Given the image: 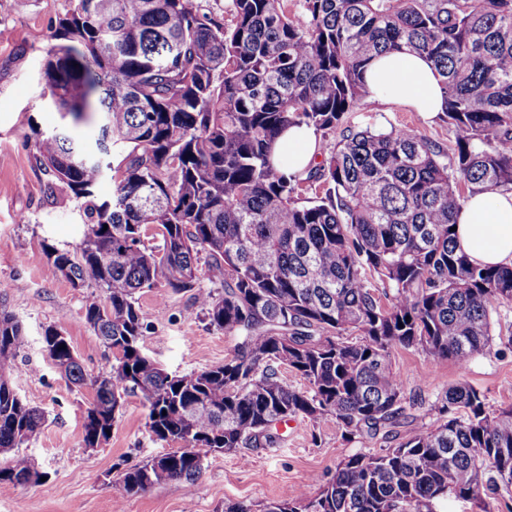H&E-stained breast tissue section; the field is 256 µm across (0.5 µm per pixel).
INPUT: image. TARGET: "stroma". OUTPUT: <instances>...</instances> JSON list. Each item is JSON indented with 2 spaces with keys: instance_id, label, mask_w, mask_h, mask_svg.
I'll return each instance as SVG.
<instances>
[{
  "instance_id": "1",
  "label": "stroma",
  "mask_w": 512,
  "mask_h": 512,
  "mask_svg": "<svg viewBox=\"0 0 512 512\" xmlns=\"http://www.w3.org/2000/svg\"><path fill=\"white\" fill-rule=\"evenodd\" d=\"M71 7V0H0V303L21 322L27 338L15 386L45 412L26 453L48 476L44 486L0 483V512H224L232 502L264 512L271 502L296 498L311 478L329 479L349 456L387 447L381 437L349 438L336 426L292 417L279 424L277 445L213 454L195 483L165 482L129 497L114 493L123 468L166 452L168 445L153 441L143 401L132 395L109 442L85 448L83 417L93 393L62 378L41 347L44 329L54 326L68 336L89 374L109 372L113 363L85 321L81 290L55 276L44 254L48 243L73 248L85 231L80 200L62 186L49 190L34 150L35 131L60 121L40 99L36 77L43 49ZM347 123L407 124L444 145L452 143L439 119L374 99L348 114ZM137 302L148 326L144 350L167 370H199L233 353L237 337L211 327L191 293L162 286L138 293ZM492 334L490 350L463 369L413 348L392 349L406 396V422L395 427L396 441L432 425L439 397L460 381L476 389L488 409L512 407V304L499 308Z\"/></svg>"
}]
</instances>
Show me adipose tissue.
I'll use <instances>...</instances> for the list:
<instances>
[{"label": "adipose tissue", "mask_w": 512, "mask_h": 512, "mask_svg": "<svg viewBox=\"0 0 512 512\" xmlns=\"http://www.w3.org/2000/svg\"><path fill=\"white\" fill-rule=\"evenodd\" d=\"M370 97L401 104L430 116L444 103L431 65L410 52H392L375 59L365 72ZM312 129H288L277 141L275 155H287L289 172L303 171L316 153ZM456 242L475 263L512 266V192L488 191L471 196L457 219Z\"/></svg>", "instance_id": "1"}]
</instances>
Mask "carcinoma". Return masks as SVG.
<instances>
[{
	"label": "carcinoma",
	"mask_w": 512,
	"mask_h": 512,
	"mask_svg": "<svg viewBox=\"0 0 512 512\" xmlns=\"http://www.w3.org/2000/svg\"><path fill=\"white\" fill-rule=\"evenodd\" d=\"M284 2L232 0L220 21L199 0H74L43 49L40 97L71 123L35 132L36 160L50 188L82 200L87 224L74 250L44 252L56 275L91 289L84 317L114 362L88 376L51 326L42 349L94 390L85 447L110 440L128 394L175 445L127 467L113 484L123 497L193 483L216 452L272 447L291 417L374 439L405 418L393 347L464 368L512 303V267L473 263L450 232L470 196L512 190V0H302L295 13ZM392 51L433 66L452 150L406 126L346 125L368 95L366 68ZM81 125L96 127L94 145ZM300 125L338 138L290 174L274 144ZM305 186L323 195L306 198ZM152 230L157 246L145 242ZM202 253L219 290L201 285ZM161 283L194 292L210 325L238 337L223 364L170 373L143 352L135 294ZM25 345L1 310L0 483L41 485L18 452L45 420L14 385ZM438 414L395 447L341 461L317 496L279 504L434 512L454 497L495 512L512 488V408L489 412L459 382Z\"/></svg>",
	"instance_id": "cac0c4a2"
}]
</instances>
